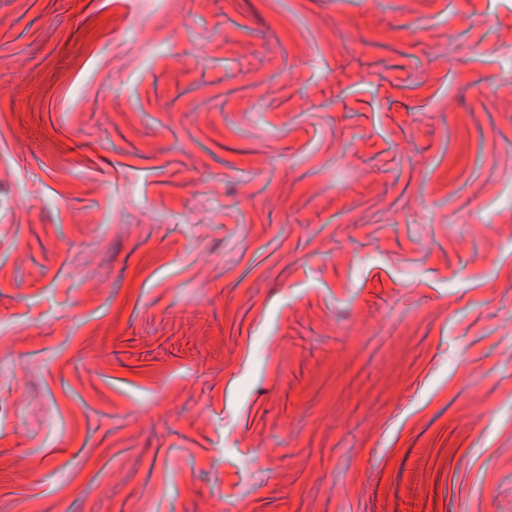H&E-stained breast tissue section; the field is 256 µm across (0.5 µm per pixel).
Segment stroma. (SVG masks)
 <instances>
[{
	"label": "stroma",
	"mask_w": 512,
	"mask_h": 512,
	"mask_svg": "<svg viewBox=\"0 0 512 512\" xmlns=\"http://www.w3.org/2000/svg\"><path fill=\"white\" fill-rule=\"evenodd\" d=\"M512 0H0V512H512Z\"/></svg>",
	"instance_id": "stroma-1"
}]
</instances>
